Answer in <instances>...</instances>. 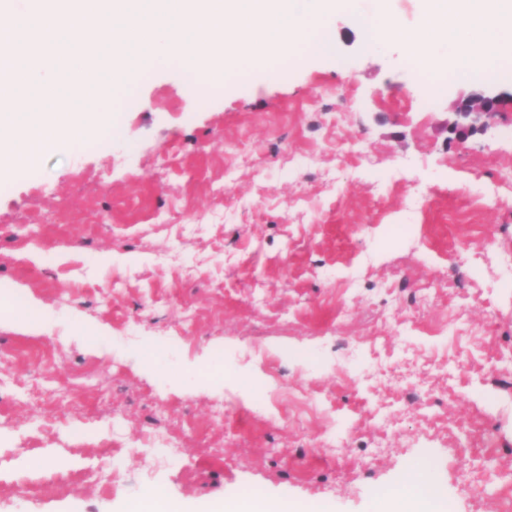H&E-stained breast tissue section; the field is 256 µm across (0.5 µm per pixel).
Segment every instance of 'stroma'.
Returning a JSON list of instances; mask_svg holds the SVG:
<instances>
[{"instance_id":"stroma-1","label":"stroma","mask_w":512,"mask_h":512,"mask_svg":"<svg viewBox=\"0 0 512 512\" xmlns=\"http://www.w3.org/2000/svg\"><path fill=\"white\" fill-rule=\"evenodd\" d=\"M378 5L203 109L173 61L77 97L114 131L0 181V512H372L415 463L441 512H512V73L427 88ZM496 103V100L490 97H477L461 104L460 112L457 114L464 122L455 123L452 129L453 133L458 136H467L477 130L487 131L491 126L490 120L496 111ZM466 121L469 123H465ZM477 123H479L478 126ZM123 512H189L163 491H150L137 501L124 506ZM203 512H285L284 507L269 499L257 496H240L231 501H222L209 507Z\"/></svg>"}]
</instances>
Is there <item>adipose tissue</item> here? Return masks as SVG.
I'll return each mask as SVG.
<instances>
[{
	"label": "adipose tissue",
	"mask_w": 512,
	"mask_h": 512,
	"mask_svg": "<svg viewBox=\"0 0 512 512\" xmlns=\"http://www.w3.org/2000/svg\"><path fill=\"white\" fill-rule=\"evenodd\" d=\"M421 22L413 31L400 29L386 10H379L366 24L369 47L380 41L397 39L429 72L439 68L431 38L452 36L450 65L482 75L512 47V0H423ZM437 493L425 482L420 466L405 474L404 487L387 497L377 498L375 512H434Z\"/></svg>",
	"instance_id": "obj_1"
}]
</instances>
